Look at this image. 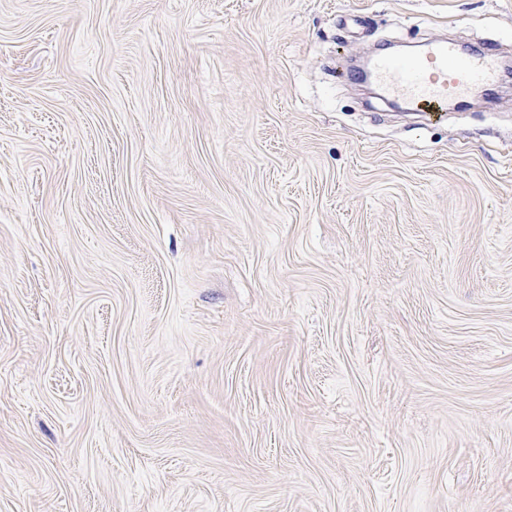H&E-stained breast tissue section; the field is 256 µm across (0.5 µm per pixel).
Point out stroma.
<instances>
[{"mask_svg": "<svg viewBox=\"0 0 512 512\" xmlns=\"http://www.w3.org/2000/svg\"><path fill=\"white\" fill-rule=\"evenodd\" d=\"M512 0H0V512H512V91L389 43ZM493 48L466 53L451 39H435L409 59L372 56L367 77L385 99L407 109H443L448 102L462 105L474 89L489 91L499 82V53Z\"/></svg>", "mask_w": 512, "mask_h": 512, "instance_id": "35a3bbf8", "label": "stroma"}]
</instances>
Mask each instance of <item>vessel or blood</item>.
Masks as SVG:
<instances>
[{
	"mask_svg": "<svg viewBox=\"0 0 512 512\" xmlns=\"http://www.w3.org/2000/svg\"><path fill=\"white\" fill-rule=\"evenodd\" d=\"M367 77L383 97L411 110H437L463 104L476 88L491 90L499 81L497 50L467 53L450 39L423 44L418 54L404 59L394 55L372 56Z\"/></svg>",
	"mask_w": 512,
	"mask_h": 512,
	"instance_id": "obj_1",
	"label": "vessel or blood"
}]
</instances>
